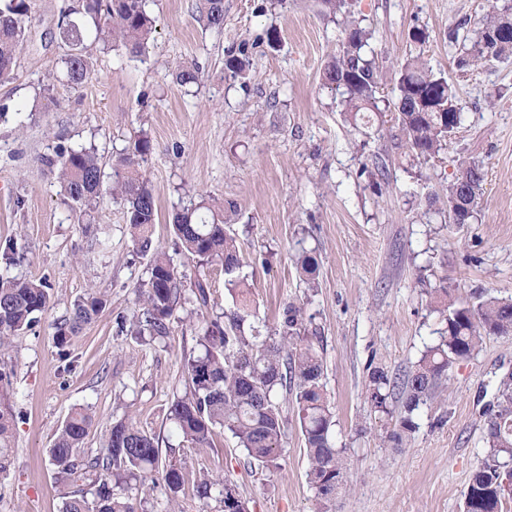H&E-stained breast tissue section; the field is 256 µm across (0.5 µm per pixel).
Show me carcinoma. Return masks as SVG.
<instances>
[{
  "label": "carcinoma",
  "instance_id": "cac0c4a2",
  "mask_svg": "<svg viewBox=\"0 0 512 512\" xmlns=\"http://www.w3.org/2000/svg\"><path fill=\"white\" fill-rule=\"evenodd\" d=\"M353 0H321L324 13L341 16L339 49L322 68V79L342 95L346 112L354 119L380 111L379 91L385 76L377 66L371 47L373 31L362 25L352 10ZM205 27L224 28V0H198ZM475 37L449 42L460 47L457 66H484L491 52L501 61L512 56V13L486 0ZM31 14L30 0H0V78L9 77L22 50ZM156 29L147 0H64L60 9L59 36L67 46L58 79L73 88L91 75V46L141 56ZM425 30L409 32L411 54L400 65L392 87L393 124L389 136L397 149L412 162L426 164L445 150L461 125L455 90L448 78L433 71L423 57L428 42ZM230 76L249 70L246 56H230L225 63ZM200 67L195 62L181 65L173 80L184 88L196 85ZM153 150L143 133L112 160L105 172L96 146H61L43 165L57 171L65 203L84 222L105 195L120 201L133 242L149 257L147 279L138 288L140 312L121 328L140 336H165L177 305L188 301L182 292V275L168 254L153 242L157 205L144 174V163ZM485 180L483 161L458 160L456 173L443 188L439 202L450 224H470L480 212ZM235 214L230 205L209 209L201 216L195 208H182L172 215V232L177 250L187 259L218 264L224 269V287L235 304L224 315L208 321L200 338V351L185 363V391L168 408L167 419L180 441L199 450L212 446L216 432L227 430L237 447L245 450L249 463L261 469L277 467L279 443L286 419L278 397L291 396L296 419L304 436L309 467L308 483L320 504L319 512H331L336 492L347 483L346 449L336 447L334 415L323 383L322 357L305 323L304 308L294 302L283 309L274 333L254 326L253 299L241 275L243 259L236 237L226 230ZM296 265L309 289L316 288L318 266L313 252L301 249ZM444 298L436 302L444 329L437 344L429 347L402 382L392 379L381 367H373L365 384L370 407L388 412L396 388L402 389L405 415L390 434L398 444L415 429L411 414L432 400L448 381L452 365L470 357L488 336L512 335V298ZM50 304L49 285L43 281L0 273V351L39 323ZM105 306L104 299L91 296L74 305L71 315L57 327L56 341L62 346L69 335L88 323ZM11 372L0 368V474L10 466L13 408ZM498 410L487 423V458L472 474L464 493L463 512H503L512 497L507 483L506 462L512 459V377L503 380ZM93 425L83 409L72 412L57 430L49 450L50 465L57 480L68 487L63 493L62 512H138L127 495L132 483L161 481L172 501L192 483L194 495L203 501L216 498L220 508L234 500L236 512H248L236 483L228 477L202 474L194 479L176 461L162 460L159 440L129 420H118L106 429L105 440L91 460L80 458L84 439Z\"/></svg>",
  "mask_w": 512,
  "mask_h": 512
}]
</instances>
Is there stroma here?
Instances as JSON below:
<instances>
[{
	"instance_id": "1",
	"label": "stroma",
	"mask_w": 512,
	"mask_h": 512,
	"mask_svg": "<svg viewBox=\"0 0 512 512\" xmlns=\"http://www.w3.org/2000/svg\"><path fill=\"white\" fill-rule=\"evenodd\" d=\"M480 0H354L374 32L387 77H394L412 28L430 36L424 56L457 92L461 125L439 160L422 167L391 152L380 136L384 115L356 125L321 69L339 48L334 18L318 0H224V28H206L197 0H152L156 33L145 59L94 51L93 74L80 88L55 81L61 66L62 0H31L32 21L13 74L0 79V241H11L12 274L50 286V306L4 359L13 370V451L0 475V512H61L49 464L58 428L85 408L94 423L84 441L94 454L112 421L129 417L193 476H230L250 512H317L308 456L292 403L277 470L250 467L230 434L204 450L180 447L167 419L184 388L185 359L199 349L207 321L230 308L220 266L185 260L169 224L173 206L205 197L237 209L230 230L243 252L242 273L256 316L275 330L282 307L303 302L306 324L324 362L336 415V444L349 478L333 512H463V494L488 454L484 436L501 381L512 375V336L486 337L456 362L438 396L414 411L402 451L389 435L404 413L373 412L364 390L369 366L399 377L438 343L443 323L431 300L440 288L512 295V59L459 69L448 33L477 26ZM281 43L270 48L267 29ZM246 50L253 68L225 75L227 55ZM201 68L184 89L171 73L186 61ZM147 132L145 166L158 208L155 243L184 267L185 289L204 283L207 305L176 309L167 335L119 331L138 310L136 289L148 259L134 247L119 204L104 200L91 226L78 224L43 165L60 145H96L109 154ZM483 160L484 191L474 223L449 224L428 208V194L456 173L460 152ZM318 259L316 290L295 264L300 249ZM107 304L65 345L54 326L88 292ZM139 512H220L216 501L185 492L171 503L163 484L137 490Z\"/></svg>"
}]
</instances>
